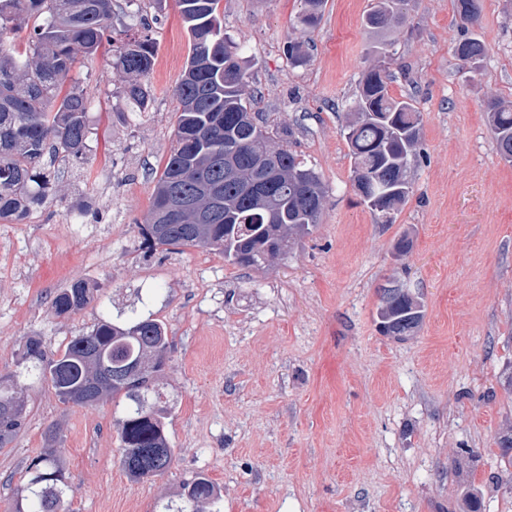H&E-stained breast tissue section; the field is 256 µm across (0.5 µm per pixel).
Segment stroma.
I'll use <instances>...</instances> for the list:
<instances>
[{
  "mask_svg": "<svg viewBox=\"0 0 512 512\" xmlns=\"http://www.w3.org/2000/svg\"><path fill=\"white\" fill-rule=\"evenodd\" d=\"M372 0H326L316 28L301 0H222L225 32L244 49L253 110L313 167L328 196L319 224L259 269L208 248H146L140 226L173 146V89L190 50L177 0H114L112 27H149L157 44L140 112L103 56L85 60L94 102L84 171L60 164L54 200L26 223H0V376L26 341L56 351L106 310L166 324L162 382L176 458L162 476L121 469L111 399L62 402L21 380L27 419L0 448V512H11L49 426L71 491L66 512H158L202 474L222 512H512V164L497 153L487 102H512V0H482L487 53L462 67L454 0H410L404 22L371 34ZM308 61L291 68L288 38ZM388 43L393 97L421 114L413 193L391 218L360 203L343 135L363 71ZM408 238L412 247L399 254ZM95 299L56 315L59 289ZM423 304L409 336L381 334L387 288Z\"/></svg>",
  "mask_w": 512,
  "mask_h": 512,
  "instance_id": "35a3bbf8",
  "label": "stroma"
}]
</instances>
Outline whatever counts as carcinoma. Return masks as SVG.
Returning a JSON list of instances; mask_svg holds the SVG:
<instances>
[{"instance_id": "obj_1", "label": "carcinoma", "mask_w": 512, "mask_h": 512, "mask_svg": "<svg viewBox=\"0 0 512 512\" xmlns=\"http://www.w3.org/2000/svg\"><path fill=\"white\" fill-rule=\"evenodd\" d=\"M296 18L303 28L315 27L324 0H303ZM408 0H373L364 26L375 32L399 25ZM463 35L458 57L475 65L487 52L469 27L479 22L481 0H455ZM221 0H178L191 41L187 65L175 86L178 120L175 146L169 155L145 224V240L153 245L205 247L224 254L240 267L262 268L288 254L297 236L320 222L326 191L319 175L288 147L274 145L268 129L251 118L248 76L239 46L220 21ZM26 36H21L25 25ZM137 37L116 43L112 38V0H0V221L23 224L55 193L51 168L58 162H87L91 135V96L81 81L67 92L65 82L76 69L78 53L95 55L111 46L112 69L121 81L119 95L142 112L152 102L146 83L156 55L149 23ZM286 54L296 66L307 57L303 43L290 38ZM494 144L512 163V107L500 101L487 105ZM420 113L412 99L389 93L384 64L362 76L352 118L345 126L354 177L363 181L361 202L379 216L397 210L413 193L407 171L417 155ZM238 177L227 180L224 171ZM178 192L194 207L175 222L159 208ZM93 299V289L78 280L52 301L58 315L76 313ZM421 303L400 289L382 297L379 321L387 334L408 335L422 322ZM170 346L165 325L133 314L124 319L102 316L92 329L47 353L41 339L27 340L19 366L51 386L66 403L93 406L108 395L129 401L120 419V464L132 479L157 477L172 465L175 449L166 435L170 400L159 378ZM138 369L133 379L119 373ZM17 376H0V447L24 426L27 411ZM23 490L32 508L16 502L14 512H60L70 491L65 465L53 448H45L28 466ZM221 490L198 474L181 486L179 502L162 503V512H221Z\"/></svg>"}]
</instances>
